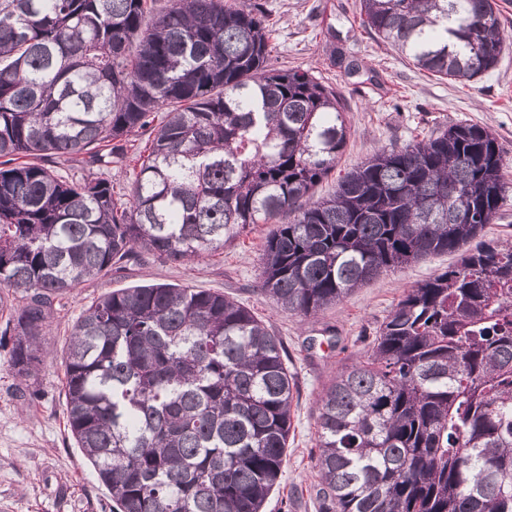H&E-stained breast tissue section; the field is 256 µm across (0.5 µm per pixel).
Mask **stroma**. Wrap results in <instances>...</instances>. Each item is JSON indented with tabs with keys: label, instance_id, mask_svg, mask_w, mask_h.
<instances>
[{
	"label": "stroma",
	"instance_id": "obj_1",
	"mask_svg": "<svg viewBox=\"0 0 512 512\" xmlns=\"http://www.w3.org/2000/svg\"><path fill=\"white\" fill-rule=\"evenodd\" d=\"M505 51L497 67L462 85L416 69L359 25V0H259L273 27L268 61L305 69L342 96L351 123L346 147L316 196L374 153L478 124L495 133L512 181V0H497ZM270 225L256 224L223 253L171 263L150 255L79 284L54 309L39 372L25 385L0 348V512H111L108 492L67 423L63 356L74 322L92 300L135 285L166 283L229 296L261 318L288 350L298 406L278 490L264 512H318L315 400L342 368L365 360L377 329L417 282L454 265L441 253L380 275L335 307L304 320L259 290Z\"/></svg>",
	"mask_w": 512,
	"mask_h": 512
}]
</instances>
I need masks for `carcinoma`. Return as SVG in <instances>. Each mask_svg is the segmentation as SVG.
<instances>
[{
    "label": "carcinoma",
    "instance_id": "1",
    "mask_svg": "<svg viewBox=\"0 0 512 512\" xmlns=\"http://www.w3.org/2000/svg\"><path fill=\"white\" fill-rule=\"evenodd\" d=\"M0 0V347L37 376L53 303L146 253L224 251L273 224L261 291L309 318L429 255L368 358L318 398L320 512H512V243L462 250L512 187L476 124L382 149L314 198L351 126L336 91L268 68L254 0ZM361 25L465 84L503 51L496 0H360ZM149 133L130 192L112 165ZM67 156L88 174L43 164ZM68 426L114 512H263L297 389L283 342L224 295L99 297L64 355Z\"/></svg>",
    "mask_w": 512,
    "mask_h": 512
}]
</instances>
